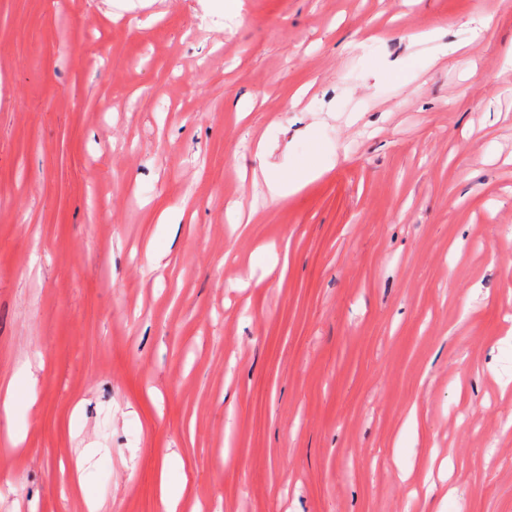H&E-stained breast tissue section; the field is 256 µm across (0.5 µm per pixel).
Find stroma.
I'll return each instance as SVG.
<instances>
[{"label":"stroma","instance_id":"stroma-1","mask_svg":"<svg viewBox=\"0 0 512 512\" xmlns=\"http://www.w3.org/2000/svg\"><path fill=\"white\" fill-rule=\"evenodd\" d=\"M223 2L0 0V512H512V0ZM267 143L260 141L256 157L260 160V170L263 177V198L268 205L284 202L288 196L302 190L308 183L320 177L325 171V162H321L318 154L314 153L307 162L292 175L284 176L274 169L267 168L262 163V157L267 152ZM30 366L21 367L9 382L1 396L0 411L7 422V432L10 437H17L19 428L24 422V416L18 405V382L21 378H31Z\"/></svg>","mask_w":512,"mask_h":512}]
</instances>
